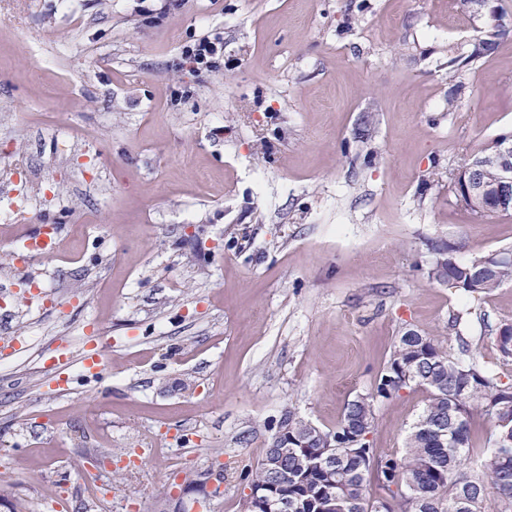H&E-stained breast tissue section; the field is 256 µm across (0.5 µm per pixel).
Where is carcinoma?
<instances>
[{"label":"carcinoma","mask_w":512,"mask_h":512,"mask_svg":"<svg viewBox=\"0 0 512 512\" xmlns=\"http://www.w3.org/2000/svg\"><path fill=\"white\" fill-rule=\"evenodd\" d=\"M496 42L479 38L448 60V79L489 57ZM494 181L500 157L491 144L465 158L455 180L471 170ZM430 282H448L471 296L491 293L512 281V262L492 255L465 261L453 245L433 246ZM421 387L428 403L407 439L402 456L377 455L366 436L375 406L404 389ZM477 410L494 419L498 432L512 429V386L500 383L474 360L451 357L440 339L408 328L372 390L345 407L334 429H323L287 411L274 428L264 457L245 471L244 512H278L284 498L292 512H512V442L497 440L483 462L465 468L471 448L470 423ZM376 469L388 498L366 495L367 476ZM493 490V499L487 491Z\"/></svg>","instance_id":"1"}]
</instances>
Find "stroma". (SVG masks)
<instances>
[{"instance_id": "obj_1", "label": "stroma", "mask_w": 512, "mask_h": 512, "mask_svg": "<svg viewBox=\"0 0 512 512\" xmlns=\"http://www.w3.org/2000/svg\"><path fill=\"white\" fill-rule=\"evenodd\" d=\"M138 2L0 0V214L24 193L66 223L52 258L12 253L38 223L0 228V512H199L184 484L217 466L209 512H242L280 416L335 428L407 328L512 383V282L425 275L436 242L512 250V215L448 182L512 134V33L448 101L449 56L512 0ZM209 32L223 55L186 62ZM93 332L102 383L77 363ZM426 403L377 404L376 454Z\"/></svg>"}]
</instances>
